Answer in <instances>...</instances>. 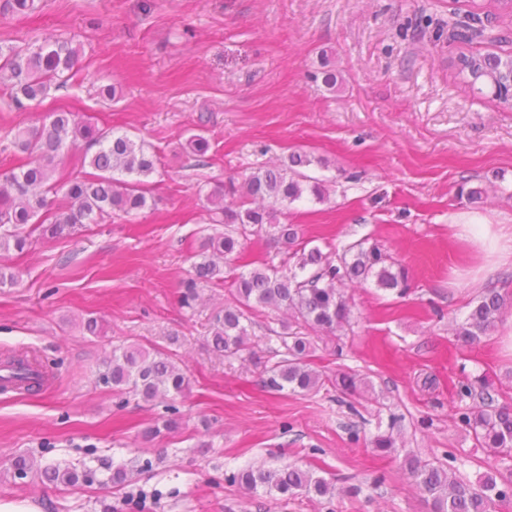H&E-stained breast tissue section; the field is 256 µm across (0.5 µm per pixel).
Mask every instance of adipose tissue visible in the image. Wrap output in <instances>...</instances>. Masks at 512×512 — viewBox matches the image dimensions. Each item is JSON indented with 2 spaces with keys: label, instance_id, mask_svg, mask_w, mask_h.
<instances>
[{
  "label": "adipose tissue",
  "instance_id": "adipose-tissue-1",
  "mask_svg": "<svg viewBox=\"0 0 512 512\" xmlns=\"http://www.w3.org/2000/svg\"><path fill=\"white\" fill-rule=\"evenodd\" d=\"M456 239L469 249L480 270L504 265L512 259V225L490 224L463 215L455 223Z\"/></svg>",
  "mask_w": 512,
  "mask_h": 512
}]
</instances>
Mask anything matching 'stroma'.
Instances as JSON below:
<instances>
[{"instance_id":"1","label":"stroma","mask_w":512,"mask_h":512,"mask_svg":"<svg viewBox=\"0 0 512 512\" xmlns=\"http://www.w3.org/2000/svg\"><path fill=\"white\" fill-rule=\"evenodd\" d=\"M482 3L492 21L469 41L448 33L468 0H35L31 12L0 14L2 43L50 34L80 49L74 79L40 106L16 107L0 86V146L66 110L144 140L160 158L138 215L0 256L20 274L0 288V359L26 351L52 373L44 389L0 390V502L28 499L41 512H431L409 486L408 459L454 457L456 475L473 482L512 471V459L475 447L454 388L462 371L484 372L497 405L512 406L504 326L471 345L455 336L484 289L512 294V267L462 274L453 238L464 212L512 224V106L484 84L464 85L456 69L463 53L512 55V19ZM325 55L332 91L318 77ZM104 85L115 100L100 96ZM198 130L210 141L200 162L181 149ZM298 150L328 187L324 201L307 195L286 210L300 241L336 257L377 239L408 269L409 287L401 298L371 283L356 289L342 354L323 338L310 359L328 383L270 394L261 360L287 313L252 311L247 351L227 359L209 330L234 302L231 281L201 288L191 310L180 285L215 229L205 193ZM473 188L480 202L468 201ZM91 315L106 338L83 331ZM134 341L171 350L188 390L146 403L98 386L101 360ZM339 373L367 392L342 394ZM165 415L178 428L145 438ZM380 432L392 434L393 452L371 445ZM19 454L41 466L107 458L130 480L48 488L13 478ZM262 464L314 470L335 492L254 498L226 480Z\"/></svg>"}]
</instances>
